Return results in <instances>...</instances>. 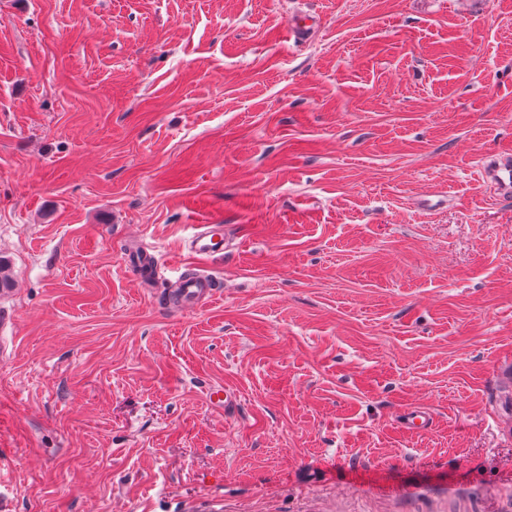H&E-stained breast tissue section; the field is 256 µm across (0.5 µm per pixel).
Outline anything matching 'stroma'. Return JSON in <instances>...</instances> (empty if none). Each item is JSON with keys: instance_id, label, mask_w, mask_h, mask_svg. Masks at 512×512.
Wrapping results in <instances>:
<instances>
[{"instance_id": "1", "label": "stroma", "mask_w": 512, "mask_h": 512, "mask_svg": "<svg viewBox=\"0 0 512 512\" xmlns=\"http://www.w3.org/2000/svg\"><path fill=\"white\" fill-rule=\"evenodd\" d=\"M501 148L512 0H0V505L512 512ZM482 179L502 201L512 200V152L496 151L486 154L481 168ZM228 245L224 226L220 224H198L187 242L189 251L202 257L224 255ZM123 266L145 281L165 279L169 266L165 258L152 247L142 246L124 255ZM181 294L182 301L188 306L196 305L199 298L210 299L214 295L212 279L204 273H188L180 278L176 287Z\"/></svg>"}]
</instances>
